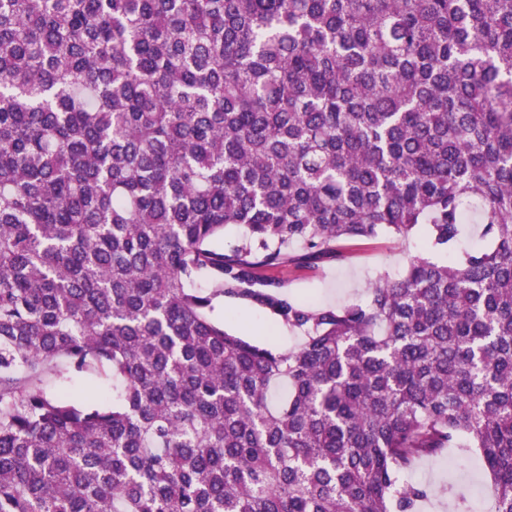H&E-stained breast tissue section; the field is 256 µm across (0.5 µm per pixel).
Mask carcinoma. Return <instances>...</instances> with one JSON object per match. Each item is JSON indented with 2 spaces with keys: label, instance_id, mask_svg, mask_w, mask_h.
<instances>
[{
  "label": "carcinoma",
  "instance_id": "obj_1",
  "mask_svg": "<svg viewBox=\"0 0 512 512\" xmlns=\"http://www.w3.org/2000/svg\"><path fill=\"white\" fill-rule=\"evenodd\" d=\"M422 225L364 301L258 278ZM449 448L512 512V0H0V512H415ZM232 311L233 316L227 318L226 311ZM214 319L224 321L229 332L242 336L252 343L276 347L281 352L292 349L298 338L288 328L280 324L270 313L249 301L224 299L213 312ZM68 378L64 382H57L50 379L47 382V390L49 393L54 394L58 387H64L71 393L75 394L80 400H93L99 393L107 386V379L103 375H82L76 376L72 374L67 375Z\"/></svg>",
  "mask_w": 512,
  "mask_h": 512
}]
</instances>
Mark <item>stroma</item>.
<instances>
[{
	"mask_svg": "<svg viewBox=\"0 0 512 512\" xmlns=\"http://www.w3.org/2000/svg\"><path fill=\"white\" fill-rule=\"evenodd\" d=\"M428 253L425 232L407 237L381 232L371 238L338 241L335 259L318 266L286 263L260 270L259 275L276 283L292 297L340 306L366 299L369 288L380 275H399L411 257ZM213 317L224 322L229 332L258 345L285 352L298 342L297 336L270 313L249 301L225 300L216 306ZM409 480L431 491L429 498L419 503L416 512H446L448 501L440 490L449 484L467 497H479L480 512H491V499L482 493L489 482L476 456L449 451L421 460Z\"/></svg>",
	"mask_w": 512,
	"mask_h": 512,
	"instance_id": "stroma-1",
	"label": "stroma"
}]
</instances>
